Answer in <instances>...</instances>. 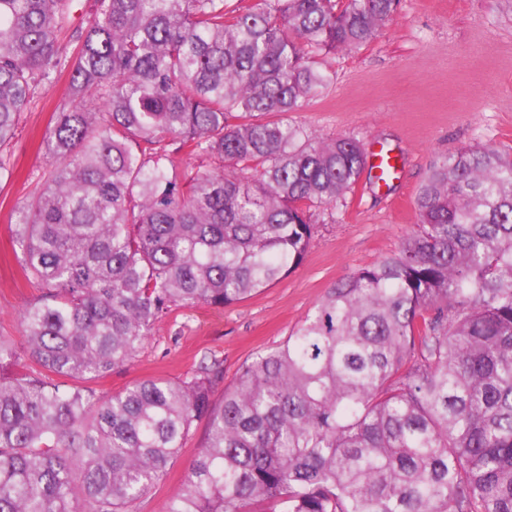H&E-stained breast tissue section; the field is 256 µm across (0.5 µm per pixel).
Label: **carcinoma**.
<instances>
[{
    "instance_id": "cac0c4a2",
    "label": "carcinoma",
    "mask_w": 512,
    "mask_h": 512,
    "mask_svg": "<svg viewBox=\"0 0 512 512\" xmlns=\"http://www.w3.org/2000/svg\"><path fill=\"white\" fill-rule=\"evenodd\" d=\"M0 0V180L37 92L67 76L52 162L12 240L40 295L29 365L0 337V512H133L194 423L166 512H512V152L436 161L399 249L279 346L100 395L175 309L247 300L303 261L316 211L371 171L288 122L312 53L372 42L397 0Z\"/></svg>"
}]
</instances>
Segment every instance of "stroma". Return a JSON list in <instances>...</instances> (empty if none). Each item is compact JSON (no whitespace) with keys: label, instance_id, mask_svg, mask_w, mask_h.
Instances as JSON below:
<instances>
[{"label":"stroma","instance_id":"stroma-1","mask_svg":"<svg viewBox=\"0 0 512 512\" xmlns=\"http://www.w3.org/2000/svg\"><path fill=\"white\" fill-rule=\"evenodd\" d=\"M313 60L333 83L289 121L316 136L391 145L403 159L400 171L384 187L361 179L345 201L321 211L305 259L271 287L224 308L172 311L130 364L94 382L98 392L148 378L175 380L217 359L224 381L213 398L221 400L239 367L285 341L329 288L399 248L416 227V194L440 156L469 143L512 148V0H399L370 44ZM66 99L63 79L35 96L12 144V173L0 181V336L20 351L21 316L39 291L25 277L9 226L49 163L44 138ZM206 433V421L195 422L167 476L136 512H166Z\"/></svg>","mask_w":512,"mask_h":512}]
</instances>
